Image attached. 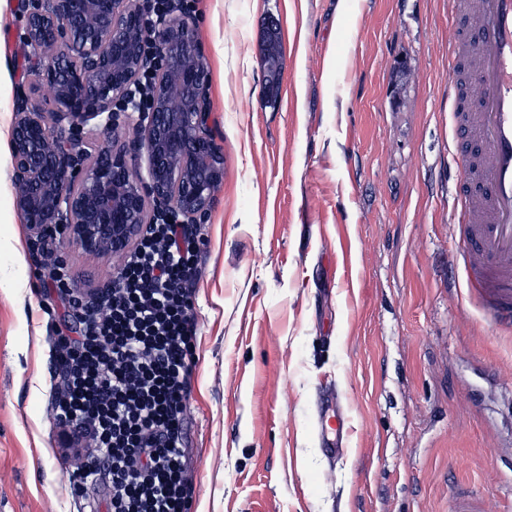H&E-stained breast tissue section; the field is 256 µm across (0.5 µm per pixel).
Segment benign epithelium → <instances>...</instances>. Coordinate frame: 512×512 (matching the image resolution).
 Returning a JSON list of instances; mask_svg holds the SVG:
<instances>
[{
    "mask_svg": "<svg viewBox=\"0 0 512 512\" xmlns=\"http://www.w3.org/2000/svg\"><path fill=\"white\" fill-rule=\"evenodd\" d=\"M24 55L39 83L17 88L11 131L14 206L37 258L65 264L67 249L89 257L119 256L150 225L201 224L224 179V159L210 130L209 76L190 19L171 4L155 24L153 55L141 0H21ZM151 68V108L134 111L131 90ZM53 106L36 105L41 87ZM184 97L180 112L169 97ZM134 123L137 135L88 151L94 129ZM142 154L146 174L129 158Z\"/></svg>",
    "mask_w": 512,
    "mask_h": 512,
    "instance_id": "1",
    "label": "benign epithelium"
}]
</instances>
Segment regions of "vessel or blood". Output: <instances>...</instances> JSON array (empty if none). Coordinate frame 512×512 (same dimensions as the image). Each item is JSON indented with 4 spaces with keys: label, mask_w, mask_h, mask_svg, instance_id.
Segmentation results:
<instances>
[{
    "label": "vessel or blood",
    "mask_w": 512,
    "mask_h": 512,
    "mask_svg": "<svg viewBox=\"0 0 512 512\" xmlns=\"http://www.w3.org/2000/svg\"><path fill=\"white\" fill-rule=\"evenodd\" d=\"M448 107L457 139L458 240L467 284L499 329L512 331V0H452ZM323 450L341 453L347 420L317 410Z\"/></svg>",
    "instance_id": "b4317fda"
}]
</instances>
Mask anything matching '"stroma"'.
Listing matches in <instances>:
<instances>
[{
	"label": "stroma",
	"instance_id": "obj_1",
	"mask_svg": "<svg viewBox=\"0 0 512 512\" xmlns=\"http://www.w3.org/2000/svg\"><path fill=\"white\" fill-rule=\"evenodd\" d=\"M224 181L199 233L192 512H512V333L469 296L449 187L448 0H185ZM283 65L269 93L267 31ZM20 0L0 10V512H89L52 417L63 307L14 207ZM79 289L117 257L68 253ZM338 396L346 451L313 431Z\"/></svg>",
	"mask_w": 512,
	"mask_h": 512
}]
</instances>
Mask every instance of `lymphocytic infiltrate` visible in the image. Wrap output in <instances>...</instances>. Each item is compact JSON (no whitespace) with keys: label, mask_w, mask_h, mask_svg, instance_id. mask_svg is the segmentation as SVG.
Instances as JSON below:
<instances>
[{"label":"lymphocytic infiltrate","mask_w":512,"mask_h":512,"mask_svg":"<svg viewBox=\"0 0 512 512\" xmlns=\"http://www.w3.org/2000/svg\"><path fill=\"white\" fill-rule=\"evenodd\" d=\"M196 249L181 225H154L98 305L65 287L64 270L50 275L68 313L56 338L63 390L54 417L79 461L73 494L105 485V512H191L185 414Z\"/></svg>","instance_id":"lymphocytic-infiltrate-1"}]
</instances>
